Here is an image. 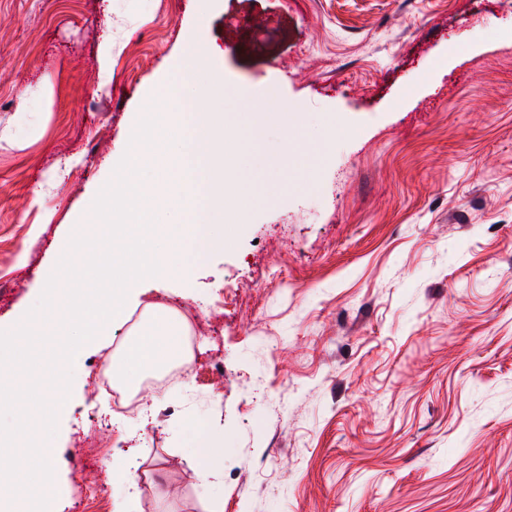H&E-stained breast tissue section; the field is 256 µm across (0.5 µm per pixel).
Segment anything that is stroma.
<instances>
[{"mask_svg": "<svg viewBox=\"0 0 512 512\" xmlns=\"http://www.w3.org/2000/svg\"><path fill=\"white\" fill-rule=\"evenodd\" d=\"M205 16L216 51L182 72ZM112 38L100 65L103 34ZM223 85L240 173L287 184L224 229L175 307L197 372L114 424L87 346L52 440L57 512H211L183 429L223 440L224 512H512V10L500 0H0V329L172 84ZM274 96L290 123L242 102ZM107 468L112 477L118 479L130 491L128 495L123 496L120 502L116 503L114 512H130V498H135L139 493L136 476L132 471L133 462L121 457H112V462L107 463Z\"/></svg>", "mask_w": 512, "mask_h": 512, "instance_id": "1", "label": "stroma"}]
</instances>
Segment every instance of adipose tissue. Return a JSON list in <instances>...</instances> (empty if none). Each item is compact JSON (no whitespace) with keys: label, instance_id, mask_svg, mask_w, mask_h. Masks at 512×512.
Returning a JSON list of instances; mask_svg holds the SVG:
<instances>
[{"label":"adipose tissue","instance_id":"obj_1","mask_svg":"<svg viewBox=\"0 0 512 512\" xmlns=\"http://www.w3.org/2000/svg\"><path fill=\"white\" fill-rule=\"evenodd\" d=\"M186 334L174 310L164 306L149 308L138 327L128 332L122 354L109 362L108 375L120 384L133 386L144 375L183 361L187 356L183 345ZM186 435L197 450L201 485H223L224 475L217 464L224 453L222 443L207 438L195 425L187 427Z\"/></svg>","mask_w":512,"mask_h":512}]
</instances>
